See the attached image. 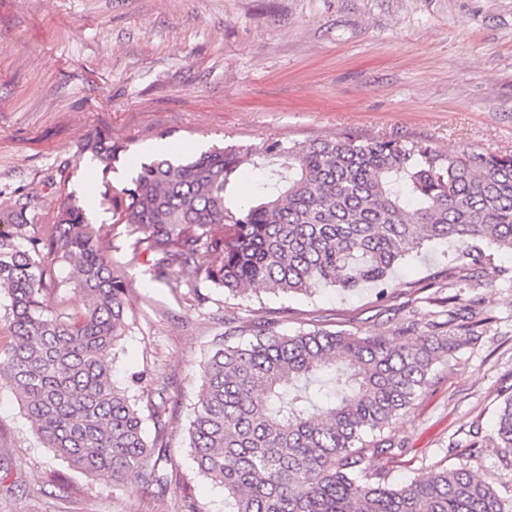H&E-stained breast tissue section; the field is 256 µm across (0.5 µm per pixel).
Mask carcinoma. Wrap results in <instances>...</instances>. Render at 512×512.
<instances>
[{
    "label": "carcinoma",
    "mask_w": 512,
    "mask_h": 512,
    "mask_svg": "<svg viewBox=\"0 0 512 512\" xmlns=\"http://www.w3.org/2000/svg\"><path fill=\"white\" fill-rule=\"evenodd\" d=\"M83 152L106 165L112 146ZM267 172L253 205L231 208L228 185L243 166ZM112 209L133 250L157 273L201 278L248 299L258 290L308 294L385 284L396 266L433 241L457 246L448 277L470 281L493 264L484 246L512 254V154L341 132L259 149L231 143L187 161L141 163L131 187L102 200H57L56 224L29 230L34 199L0 208V301L9 343L0 379L23 404L34 435L74 469L142 492L162 490L169 421L157 392L119 387L105 356L128 330L126 288L112 270L100 229L86 210ZM82 304L55 305L51 266ZM491 317L451 312L413 342L402 330L354 336L315 327L293 334L260 317L250 338H215L187 428L198 472L224 488L229 512H508L466 467L435 468L391 483L360 478L365 455L398 447L396 421L432 379L433 368L477 344ZM149 411L155 437L143 432ZM487 446L512 468V396Z\"/></svg>",
    "instance_id": "obj_1"
}]
</instances>
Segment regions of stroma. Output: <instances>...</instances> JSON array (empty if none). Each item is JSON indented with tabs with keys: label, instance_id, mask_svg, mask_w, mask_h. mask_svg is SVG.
<instances>
[{
	"label": "stroma",
	"instance_id": "35a3bbf8",
	"mask_svg": "<svg viewBox=\"0 0 512 512\" xmlns=\"http://www.w3.org/2000/svg\"><path fill=\"white\" fill-rule=\"evenodd\" d=\"M342 131L418 139L443 151L512 153V0H0V208L34 198L30 220L56 222L61 195L129 186L156 143L182 160L230 142L262 146ZM103 136L111 167L84 153ZM128 290L130 331L106 361L118 386L165 384L173 479L146 495L70 468L35 437L0 380V512H225L224 489L198 473L187 428L201 364L227 319L278 314L282 333L318 325L358 336L437 319L449 296L447 243L408 259L384 289L325 287L251 300L210 283L150 274L105 207L90 210ZM501 275L461 289L493 317L480 343L436 364L398 421L402 448L366 456L400 483L435 467H470L507 501L512 469L486 438L512 396V255Z\"/></svg>",
	"mask_w": 512,
	"mask_h": 512
}]
</instances>
